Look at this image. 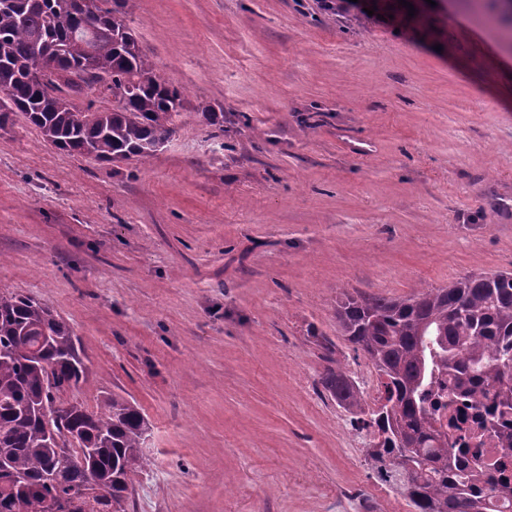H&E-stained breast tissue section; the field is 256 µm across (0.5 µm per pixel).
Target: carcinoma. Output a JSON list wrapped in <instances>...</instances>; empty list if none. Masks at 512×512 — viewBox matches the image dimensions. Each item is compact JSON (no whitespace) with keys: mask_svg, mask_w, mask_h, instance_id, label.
<instances>
[{"mask_svg":"<svg viewBox=\"0 0 512 512\" xmlns=\"http://www.w3.org/2000/svg\"><path fill=\"white\" fill-rule=\"evenodd\" d=\"M0 0V128L20 114L52 146L114 162L152 158L175 131L183 92L156 72L124 20L135 0ZM512 38V9L483 14ZM91 95L112 98L93 108ZM88 99L86 107L78 101ZM341 333L377 374L376 408L330 368L321 384L367 430L366 462L413 512H512V272L476 274L403 299L343 295ZM79 339L46 304L0 291V512H134L148 424L102 392L97 409L62 404L87 367ZM461 408L440 422L436 374ZM495 437L506 452L478 448ZM103 491L89 496L90 480Z\"/></svg>","mask_w":512,"mask_h":512,"instance_id":"1","label":"carcinoma"}]
</instances>
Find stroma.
<instances>
[{
	"mask_svg": "<svg viewBox=\"0 0 512 512\" xmlns=\"http://www.w3.org/2000/svg\"><path fill=\"white\" fill-rule=\"evenodd\" d=\"M359 6L137 0L184 92L147 163L0 130V289L78 336L62 401L145 416L136 512H411L320 384L335 361L375 383L336 301L512 272V42L469 0Z\"/></svg>",
	"mask_w": 512,
	"mask_h": 512,
	"instance_id": "stroma-1",
	"label": "stroma"
}]
</instances>
